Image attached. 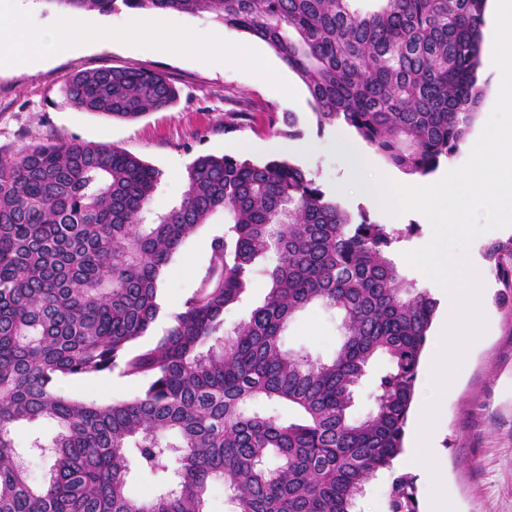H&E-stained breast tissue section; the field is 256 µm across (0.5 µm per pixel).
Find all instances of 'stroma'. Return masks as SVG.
I'll use <instances>...</instances> for the list:
<instances>
[{
	"label": "stroma",
	"mask_w": 512,
	"mask_h": 512,
	"mask_svg": "<svg viewBox=\"0 0 512 512\" xmlns=\"http://www.w3.org/2000/svg\"><path fill=\"white\" fill-rule=\"evenodd\" d=\"M163 19L162 33L176 32L197 42L207 40L213 30H222L224 43L230 48L223 66L201 64L190 54H154L133 42L90 45L56 54L35 70L0 66V153L10 155L23 146L57 138L121 148L161 171L162 181L152 207L163 211L181 201L187 168L199 156L232 155L241 141L248 140L256 146L249 152V160H268V153L260 149L261 144L273 139L268 115L290 112L296 118L300 142L314 144L315 150L308 157L287 154V161L311 172L327 197L351 214L363 213L374 223L395 228L417 225L410 239L395 244L391 257L408 279L427 285V277L410 268L402 254L428 242V221L416 212L390 216L364 193L341 191L340 161L329 151L335 130L318 129L312 98L299 76L264 42L233 28H221L210 14L168 11ZM491 35V23H484L476 73L483 95L466 134L470 141L479 138L495 106L496 79L487 60ZM238 49L246 50L247 60L235 57ZM108 66L164 73L175 85L178 99L171 108L135 121L73 108L61 92L65 76ZM262 68L271 70L269 80L257 78L256 72ZM283 84L293 87L292 96H281L279 87ZM224 229L223 213L213 214L173 256L158 291L166 316L156 323L155 335H162L169 324L168 313L178 310L183 299L198 287L209 263L210 242ZM500 290L495 275H488L482 300L488 325L486 338L473 350L469 362L460 367L459 383L445 402L439 446L448 468L455 512H512V309L497 303ZM340 327L338 311L311 305L289 325L283 346L328 361L341 343ZM60 391L71 398L108 403L135 397L140 385L110 373L63 381ZM57 432L56 424L47 420L23 423L16 431V445L26 451V475L33 485L44 482L49 463L45 456L29 451L28 445L35 438L51 443Z\"/></svg>",
	"instance_id": "35a3bbf8"
}]
</instances>
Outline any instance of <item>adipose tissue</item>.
<instances>
[{
  "label": "adipose tissue",
  "instance_id": "obj_1",
  "mask_svg": "<svg viewBox=\"0 0 512 512\" xmlns=\"http://www.w3.org/2000/svg\"><path fill=\"white\" fill-rule=\"evenodd\" d=\"M131 36L137 37L140 46L151 52L178 53L189 49L206 62L220 64L224 61L223 35L213 34L200 43L181 36L162 41L155 36L152 20L136 10L127 12L122 23L103 31L89 28L82 14L77 12L59 14L48 30L0 22V60L12 65L36 62L47 53L69 52L89 40L122 43Z\"/></svg>",
  "mask_w": 512,
  "mask_h": 512
}]
</instances>
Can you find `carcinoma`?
<instances>
[{
	"instance_id": "obj_1",
	"label": "carcinoma",
	"mask_w": 512,
	"mask_h": 512,
	"mask_svg": "<svg viewBox=\"0 0 512 512\" xmlns=\"http://www.w3.org/2000/svg\"><path fill=\"white\" fill-rule=\"evenodd\" d=\"M102 14L210 13L266 43L306 85L318 129L343 124L407 174L452 156L475 115L487 0H46ZM76 109L134 121L173 105L163 73L104 67L67 75ZM294 127L272 113L268 128ZM162 173L103 144L56 139L0 154V512H205L224 482L235 512H363L365 485L402 452L438 301L389 257L413 232L354 217L303 168L200 156L181 202L150 209ZM230 225L210 243L199 287L163 314L165 268L216 211ZM268 292L232 328L268 255ZM483 255L512 307V236ZM318 303L342 315L329 362L283 348L295 314ZM169 325L145 344L161 316ZM374 411L351 417L370 361ZM117 371L142 382L132 399L97 404L59 384ZM50 420L49 476L32 487L14 428ZM175 487L137 502L131 463ZM387 512H419L415 478L393 477Z\"/></svg>"
}]
</instances>
